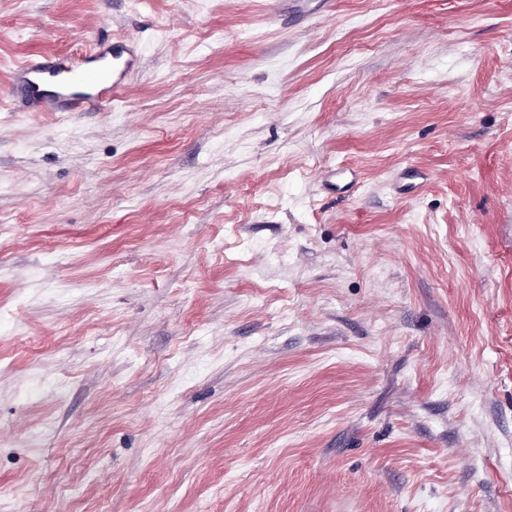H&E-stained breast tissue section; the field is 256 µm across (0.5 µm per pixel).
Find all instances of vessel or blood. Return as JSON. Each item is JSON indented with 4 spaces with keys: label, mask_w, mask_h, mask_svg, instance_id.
<instances>
[{
    "label": "vessel or blood",
    "mask_w": 512,
    "mask_h": 512,
    "mask_svg": "<svg viewBox=\"0 0 512 512\" xmlns=\"http://www.w3.org/2000/svg\"><path fill=\"white\" fill-rule=\"evenodd\" d=\"M93 69L72 61L67 78H60L55 58L42 56L15 67V90L33 112H105L122 93L129 74L139 63L129 39L97 40L88 53Z\"/></svg>",
    "instance_id": "1"
}]
</instances>
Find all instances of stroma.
<instances>
[{
  "instance_id": "obj_1",
  "label": "stroma",
  "mask_w": 512,
  "mask_h": 512,
  "mask_svg": "<svg viewBox=\"0 0 512 512\" xmlns=\"http://www.w3.org/2000/svg\"><path fill=\"white\" fill-rule=\"evenodd\" d=\"M205 505L512 512V0H0V512ZM98 62L95 69L82 66L84 59ZM139 54L130 39H98L92 49L69 65V76L57 81L59 65L52 56H40L16 66L15 90L28 102L30 112H106L123 92L129 74L137 69ZM112 71V75L110 73ZM48 83L55 90L47 91Z\"/></svg>"
}]
</instances>
